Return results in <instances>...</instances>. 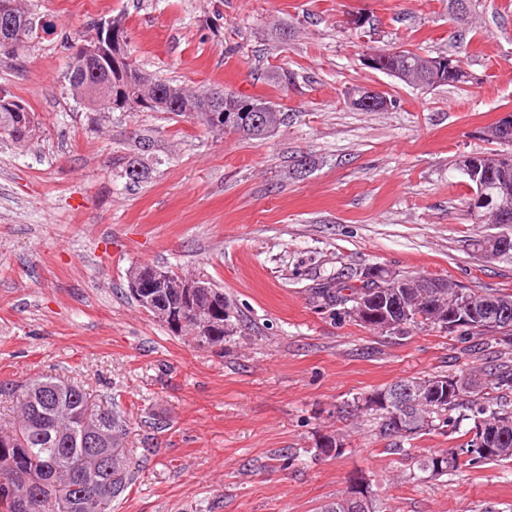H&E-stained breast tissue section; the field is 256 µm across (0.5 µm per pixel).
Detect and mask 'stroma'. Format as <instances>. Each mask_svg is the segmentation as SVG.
<instances>
[{"label":"stroma","mask_w":512,"mask_h":512,"mask_svg":"<svg viewBox=\"0 0 512 512\" xmlns=\"http://www.w3.org/2000/svg\"><path fill=\"white\" fill-rule=\"evenodd\" d=\"M39 37L0 54V92L39 130L0 138V381L37 374L83 385L129 418L138 478L112 512H318L367 476L387 512H512V462L430 477L416 456L456 434L388 450L354 399L399 380L512 361V342L429 327L403 336L314 307L311 288L371 268L512 290V254L476 252L512 224H480L461 156L495 152L482 128L512 113V0H480L476 25L448 0H27ZM370 20L356 36L351 14ZM121 17L140 68L187 89L261 96L287 113L264 140L196 118L88 111L68 90L79 46ZM291 30L288 40L277 29ZM466 49L479 84L422 91L362 63L367 48ZM294 72L282 89L267 71ZM356 86L397 99L362 112ZM152 142L147 179L122 165ZM204 273L234 328L197 347L127 299L135 264ZM343 440L320 454L322 436ZM289 452L290 463L280 455Z\"/></svg>","instance_id":"35a3bbf8"}]
</instances>
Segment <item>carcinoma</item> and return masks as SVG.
I'll list each match as a JSON object with an SVG mask.
<instances>
[{"label": "carcinoma", "mask_w": 512, "mask_h": 512, "mask_svg": "<svg viewBox=\"0 0 512 512\" xmlns=\"http://www.w3.org/2000/svg\"><path fill=\"white\" fill-rule=\"evenodd\" d=\"M33 23L30 16L0 15V52L15 53L26 46ZM385 61L373 69L386 75L396 72L410 77L408 84L430 89L452 85L465 87L477 82L456 54L439 53L437 57L451 63L439 75L424 69L428 54L417 49L392 47L382 50ZM72 97L84 107L100 109H146L175 116L196 115L213 131L224 130V109L229 108L238 118L234 133L243 139L261 140L270 136L287 120L286 113L274 103L259 97L239 95L227 90L202 89L189 91L177 83L161 81L145 72L134 62L120 71L95 73L82 70L73 61L69 77ZM38 122L33 112L17 98L0 103V137L23 145L36 133ZM502 150L486 155L472 154L473 160L489 173L482 191L487 203L478 207L474 216L485 222V212L503 207L512 211V166L498 160L512 153V139L499 142ZM150 150L146 140L139 142L138 152L127 157L124 177L136 183L147 178L149 169L144 155ZM385 270L378 269L375 279H360L351 285L329 279L312 294V303L319 308L342 307L344 314L361 325L378 327L356 312L359 301L389 298L399 294L405 311L390 315L394 324L385 328L389 335L403 336L412 327L432 326L462 336L495 338L500 334L512 340V293H479L456 284L452 288H432L431 277H404L406 287L397 290L380 288ZM485 307V312L498 316L493 327L462 315L471 307ZM448 382V399L426 411L411 402L378 408L375 437L389 442L396 451H405V437L397 422L423 414L432 419L422 431L426 435L447 427H455L452 413L464 407L471 412L473 426L491 431L492 447H475L474 438L458 444L446 454L423 455L418 469L434 477L459 467V457L471 466L487 463L512 462V407L486 396V391L512 394V363L502 361L483 371V376H442ZM17 394L19 426L12 430L0 428V512H102L112 500L120 498L136 480V472L125 455L123 441L126 421L119 406L102 407L90 402V395L80 386L63 380L37 375L16 384L0 382V395ZM95 420L103 436L112 441V470L95 463L102 448L99 439L86 431L81 421Z\"/></svg>", "instance_id": "carcinoma-1"}]
</instances>
